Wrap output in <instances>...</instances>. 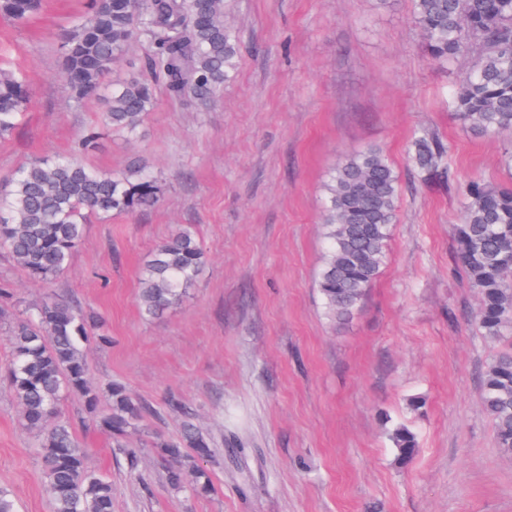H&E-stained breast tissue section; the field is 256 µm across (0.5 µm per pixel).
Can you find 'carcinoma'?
I'll return each mask as SVG.
<instances>
[{"mask_svg":"<svg viewBox=\"0 0 512 512\" xmlns=\"http://www.w3.org/2000/svg\"><path fill=\"white\" fill-rule=\"evenodd\" d=\"M411 3L432 61L448 65L476 56L454 98L456 121L475 135L512 131V0ZM39 6L40 0H0V15L22 24ZM227 8L228 0H92L90 12L66 36L64 78L74 98L101 100L102 127L130 139L140 136L158 84L174 100L209 106L240 57L236 36L224 27ZM141 40L148 51L139 66L102 94L112 66L130 43ZM28 102L26 77L0 66V139L13 134ZM101 136L93 127L71 153L27 161L11 176L9 190L0 191V245L42 283L67 267L90 215L150 208L159 201L157 177L140 160L117 174L87 167L84 154ZM449 154L448 143L435 135L423 132L412 141V166L425 184H452ZM325 192V255L317 288L326 314L343 323L360 309L385 262L399 177L383 151L371 147L333 168ZM454 238L458 267L480 296L479 329L508 346L483 373L481 398L497 448L511 458L512 187L470 182ZM203 266L200 242L188 227L177 226L140 269L141 315L154 318L181 303ZM9 339V387L21 425L39 435L52 512H112V481L87 469V449L60 409L66 392L97 409L101 394L89 385L83 346L111 342L104 321L49 292L16 319ZM106 399L109 407L98 425L134 468L138 457L126 448V438L154 410L118 382L108 386ZM390 438L399 463L414 459L418 442L412 430L397 426ZM155 453L169 489L194 496L210 491L204 463L215 449L190 421L178 437L156 443Z\"/></svg>","mask_w":512,"mask_h":512,"instance_id":"obj_1","label":"carcinoma"}]
</instances>
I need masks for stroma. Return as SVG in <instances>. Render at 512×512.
<instances>
[{"label": "stroma", "instance_id": "obj_1", "mask_svg": "<svg viewBox=\"0 0 512 512\" xmlns=\"http://www.w3.org/2000/svg\"><path fill=\"white\" fill-rule=\"evenodd\" d=\"M87 0H44L28 24L0 18V62L24 71L30 104L0 140V190L29 158L68 153L102 108L76 103L61 38ZM224 24L242 56L208 109L156 90L143 135L115 132L86 157L106 173L145 161L159 176L151 210L90 218L56 291L107 320L112 343L84 347L90 382L117 380L153 407L128 439L129 468L79 395L63 411L112 481L113 512H512V458L500 454L480 400L503 351L482 336L478 294L457 270L453 227L474 179L512 183V133L466 132L452 99L471 65L429 61L410 0H231ZM451 146V188L423 185L408 158L415 132ZM369 147L399 176L386 262L346 325L316 288L330 170ZM200 240L203 271L175 308L139 313V269L175 226ZM0 486L21 512H52L37 436L21 427L8 383L9 329L42 284L0 247ZM181 399L218 458L203 496L172 492L152 449L175 437ZM423 406L412 410L409 402ZM397 424L419 452L398 463Z\"/></svg>", "mask_w": 512, "mask_h": 512}]
</instances>
